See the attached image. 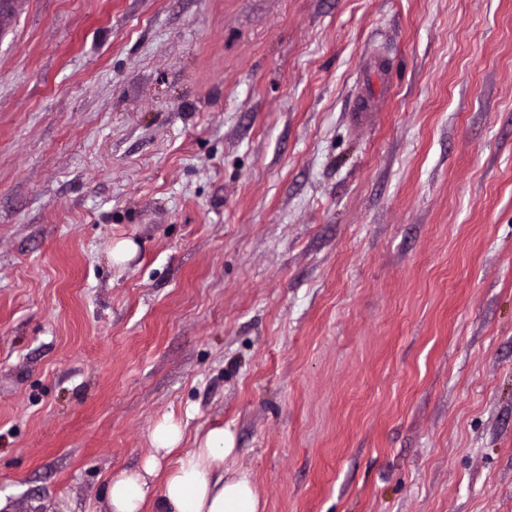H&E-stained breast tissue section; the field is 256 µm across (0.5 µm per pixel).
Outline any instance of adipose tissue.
Wrapping results in <instances>:
<instances>
[{
    "label": "adipose tissue",
    "mask_w": 512,
    "mask_h": 512,
    "mask_svg": "<svg viewBox=\"0 0 512 512\" xmlns=\"http://www.w3.org/2000/svg\"><path fill=\"white\" fill-rule=\"evenodd\" d=\"M183 438L180 423H158L151 433L152 451L140 466L111 478L106 512H142L149 501L155 512H260L247 471L225 474L235 455L231 432L210 428L187 450L181 447Z\"/></svg>",
    "instance_id": "obj_1"
}]
</instances>
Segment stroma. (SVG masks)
Instances as JSON below:
<instances>
[{
	"label": "stroma",
	"instance_id": "1",
	"mask_svg": "<svg viewBox=\"0 0 512 512\" xmlns=\"http://www.w3.org/2000/svg\"><path fill=\"white\" fill-rule=\"evenodd\" d=\"M167 418L263 512H512V0H0L6 512Z\"/></svg>",
	"mask_w": 512,
	"mask_h": 512
}]
</instances>
